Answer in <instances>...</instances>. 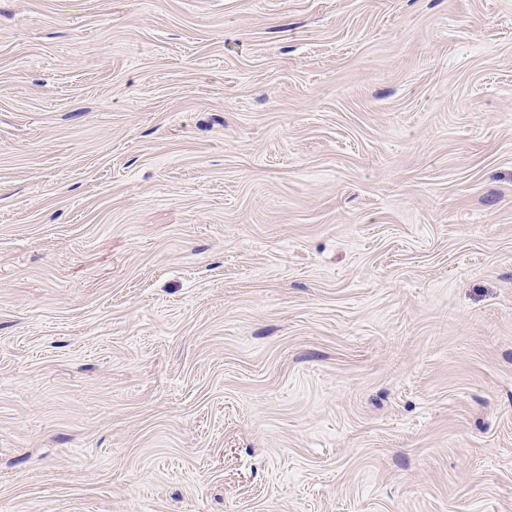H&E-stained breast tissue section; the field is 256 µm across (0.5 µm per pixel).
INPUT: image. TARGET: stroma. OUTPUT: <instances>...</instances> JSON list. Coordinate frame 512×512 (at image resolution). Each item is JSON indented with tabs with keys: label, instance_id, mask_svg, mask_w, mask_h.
<instances>
[{
	"label": "stroma",
	"instance_id": "1",
	"mask_svg": "<svg viewBox=\"0 0 512 512\" xmlns=\"http://www.w3.org/2000/svg\"><path fill=\"white\" fill-rule=\"evenodd\" d=\"M0 512H512V0H0Z\"/></svg>",
	"mask_w": 512,
	"mask_h": 512
}]
</instances>
